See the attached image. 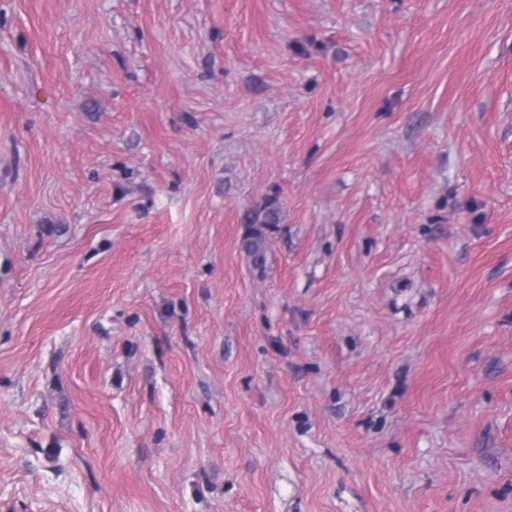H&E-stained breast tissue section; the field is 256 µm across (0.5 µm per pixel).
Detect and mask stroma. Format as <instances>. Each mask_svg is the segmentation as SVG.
I'll return each instance as SVG.
<instances>
[{
    "instance_id": "35a3bbf8",
    "label": "stroma",
    "mask_w": 512,
    "mask_h": 512,
    "mask_svg": "<svg viewBox=\"0 0 512 512\" xmlns=\"http://www.w3.org/2000/svg\"><path fill=\"white\" fill-rule=\"evenodd\" d=\"M0 512H512V0H0ZM243 247L252 257L255 266H262L265 261L266 240L263 233L258 230L251 231L243 239Z\"/></svg>"
}]
</instances>
